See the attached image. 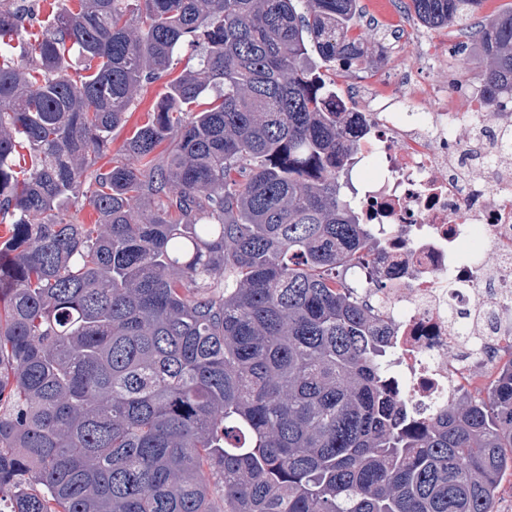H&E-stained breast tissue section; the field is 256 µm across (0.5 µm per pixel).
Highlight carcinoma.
<instances>
[{
	"label": "carcinoma",
	"mask_w": 512,
	"mask_h": 512,
	"mask_svg": "<svg viewBox=\"0 0 512 512\" xmlns=\"http://www.w3.org/2000/svg\"><path fill=\"white\" fill-rule=\"evenodd\" d=\"M482 2L411 8L466 31ZM50 6L0 0V512H494L512 366L412 419L347 283L357 145L321 67L363 56L356 0ZM476 36L502 105L512 7ZM180 58V63L171 75L144 87L135 106L127 114L125 126L112 132V150L108 155L99 160L98 165L108 167L112 156L123 148L127 137L132 134L136 127L143 125L148 120V114L154 111L157 103L167 90V81L174 78L182 70L186 62L184 53L181 54Z\"/></svg>",
	"instance_id": "obj_1"
}]
</instances>
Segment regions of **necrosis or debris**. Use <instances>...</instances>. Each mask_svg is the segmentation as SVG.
I'll return each instance as SVG.
<instances>
[{
  "label": "necrosis or debris",
  "instance_id": "1",
  "mask_svg": "<svg viewBox=\"0 0 512 512\" xmlns=\"http://www.w3.org/2000/svg\"><path fill=\"white\" fill-rule=\"evenodd\" d=\"M383 61L340 67L336 109L360 118L355 212L368 241L353 266L381 284L373 305L412 409L493 389L512 364V113L420 80L410 48L435 60L438 30L394 20Z\"/></svg>",
  "mask_w": 512,
  "mask_h": 512
}]
</instances>
